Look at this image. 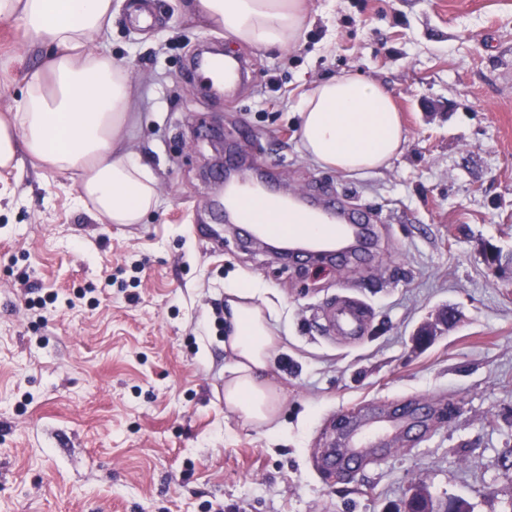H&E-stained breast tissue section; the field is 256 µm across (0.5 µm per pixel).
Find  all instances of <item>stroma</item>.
Returning <instances> with one entry per match:
<instances>
[{"instance_id": "1", "label": "stroma", "mask_w": 512, "mask_h": 512, "mask_svg": "<svg viewBox=\"0 0 512 512\" xmlns=\"http://www.w3.org/2000/svg\"><path fill=\"white\" fill-rule=\"evenodd\" d=\"M120 0L91 47L127 66L129 142L157 207L131 227L76 202L70 175L0 172V512H512V0H306L296 44L257 49L190 0ZM210 42L248 56L232 99L186 70ZM47 47L0 18V113ZM354 71L392 93L408 138L390 167L340 172L303 151L298 104ZM289 190L358 205L369 257L284 263L242 244L213 201L217 149ZM256 281L287 394L274 432L224 409V290ZM368 306L361 341L324 312ZM455 312L458 322L438 318ZM435 326L431 341L421 330ZM427 406L407 446L344 473L321 450L354 415Z\"/></svg>"}]
</instances>
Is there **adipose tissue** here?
I'll list each match as a JSON object with an SVG mask.
<instances>
[{
	"label": "adipose tissue",
	"instance_id": "ef3b65f1",
	"mask_svg": "<svg viewBox=\"0 0 512 512\" xmlns=\"http://www.w3.org/2000/svg\"><path fill=\"white\" fill-rule=\"evenodd\" d=\"M116 0H0V17L50 48L30 72L20 101L0 116V170L39 162L78 178L77 200L109 224H138L158 201V183L127 140L134 98L128 69L89 50L110 26ZM213 29L256 48L294 44L304 0H194ZM301 145L315 162L343 172L380 169L407 131L390 92L358 74L316 82L299 105ZM255 282L225 289L224 407L272 428L286 395L270 376L279 339Z\"/></svg>",
	"mask_w": 512,
	"mask_h": 512
}]
</instances>
